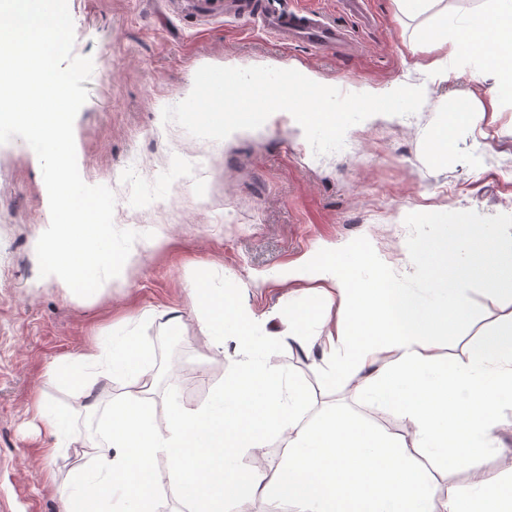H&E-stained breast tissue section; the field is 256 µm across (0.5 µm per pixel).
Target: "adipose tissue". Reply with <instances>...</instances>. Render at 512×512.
Segmentation results:
<instances>
[{"instance_id": "obj_1", "label": "adipose tissue", "mask_w": 512, "mask_h": 512, "mask_svg": "<svg viewBox=\"0 0 512 512\" xmlns=\"http://www.w3.org/2000/svg\"><path fill=\"white\" fill-rule=\"evenodd\" d=\"M403 15L430 14L422 36L452 54L475 57L474 82L494 79L512 96V0H491L465 23L448 20L440 0H398ZM436 229L409 247L411 276L397 275L375 249L357 240L317 261L312 294H289L288 338L321 355L328 384L355 378L356 407L317 408L313 393L270 355L275 334L243 302L238 285L213 295L204 278L190 291L207 343L227 365L224 382L197 407L167 399L158 425L147 394L152 356L130 331L98 337L81 353L52 364L51 379L77 389L83 409L101 419L88 445L90 470L63 489V512H154L151 470L171 463L172 496L190 512H244L255 495L286 499L291 512H512V490L476 473L470 491L436 487L421 468L444 469L498 448L497 428L512 409V316L471 346L465 360L444 364L432 353L474 319L470 294L480 288L512 302V239L501 224H471L433 215ZM336 306L335 330L296 314L310 298ZM140 388L100 410L101 380L114 376ZM395 413L411 429L403 437L367 426L358 405ZM53 447H70L67 409L41 401L33 416ZM281 451L264 466L250 459L265 442Z\"/></svg>"}]
</instances>
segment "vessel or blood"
<instances>
[{
    "mask_svg": "<svg viewBox=\"0 0 512 512\" xmlns=\"http://www.w3.org/2000/svg\"><path fill=\"white\" fill-rule=\"evenodd\" d=\"M183 5L191 14L201 13L230 22L249 21L267 30L283 45L301 42L323 48L345 45L351 40L348 29L316 10L296 6L275 10L262 0H184Z\"/></svg>",
    "mask_w": 512,
    "mask_h": 512,
    "instance_id": "1",
    "label": "vessel or blood"
}]
</instances>
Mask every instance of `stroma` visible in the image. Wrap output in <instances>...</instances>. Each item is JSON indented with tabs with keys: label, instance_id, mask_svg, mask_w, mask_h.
Returning a JSON list of instances; mask_svg holds the SVG:
<instances>
[{
	"label": "stroma",
	"instance_id": "35a3bbf8",
	"mask_svg": "<svg viewBox=\"0 0 512 512\" xmlns=\"http://www.w3.org/2000/svg\"><path fill=\"white\" fill-rule=\"evenodd\" d=\"M293 1L331 13L351 42L325 52L284 47L253 25L183 15L178 0H68L73 53L93 60L88 99L74 122L81 177L106 185L128 155L146 159L131 209L147 208L145 228L164 242L143 240L125 285L89 304L75 301L57 278L39 275L36 243L50 223L39 160L21 142L0 144V512H62L61 488L90 464L85 442L98 418L82 410L75 390L48 378L52 363L128 329L152 350L156 407L171 397L202 403L223 381L224 360L209 350L192 312L197 274L215 292L226 280L238 282L243 300L278 330L289 293L304 286L298 273L332 256L341 241H367L400 269L408 242L427 233V215L457 213L472 224L512 220V99L499 96L493 80L475 84L471 63L461 58L449 61L446 80L431 85L414 127L392 117L352 126L344 152L315 156L284 112L234 135L214 156L209 142L163 122V108L187 95L205 65H287L334 84L382 87L426 82V64L443 55L422 38L427 16L399 25L396 0H367L372 28L344 14L340 0L280 3ZM467 106L475 121L457 123L455 113ZM443 129L452 144L438 158L428 140ZM471 298L472 324L433 350L442 362L465 358L495 322L512 316L495 296L475 291ZM174 308L183 315L176 335L165 328ZM319 361L285 342L271 357L313 389L319 404L352 403L357 380L326 385ZM42 398L72 410L70 447L50 451L46 435L28 428ZM498 436L500 451L479 466L512 485V412Z\"/></svg>",
	"mask_w": 512,
	"mask_h": 512
}]
</instances>
